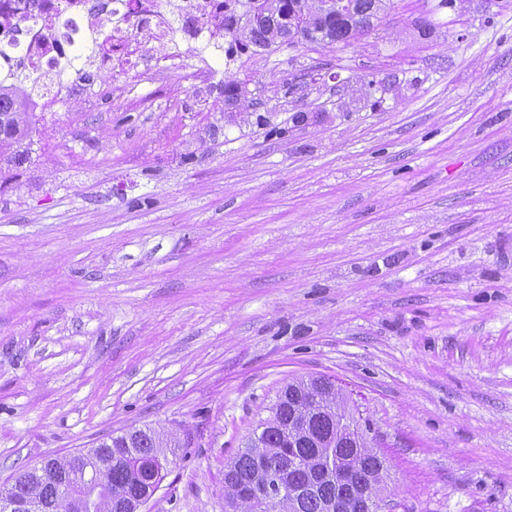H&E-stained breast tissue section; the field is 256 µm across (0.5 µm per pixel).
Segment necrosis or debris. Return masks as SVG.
Instances as JSON below:
<instances>
[{
	"instance_id": "necrosis-or-debris-1",
	"label": "necrosis or debris",
	"mask_w": 512,
	"mask_h": 512,
	"mask_svg": "<svg viewBox=\"0 0 512 512\" xmlns=\"http://www.w3.org/2000/svg\"><path fill=\"white\" fill-rule=\"evenodd\" d=\"M223 21L224 0H0V77L24 57L44 78L43 105L55 106L70 88L58 63L84 37L108 48L94 64L132 65L142 44L161 59L178 54L182 37L208 46Z\"/></svg>"
}]
</instances>
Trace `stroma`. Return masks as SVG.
Here are the masks:
<instances>
[{"instance_id":"35a3bbf8","label":"stroma","mask_w":512,"mask_h":512,"mask_svg":"<svg viewBox=\"0 0 512 512\" xmlns=\"http://www.w3.org/2000/svg\"><path fill=\"white\" fill-rule=\"evenodd\" d=\"M228 43L94 70L0 173V491L148 426L183 447L142 512H224L225 463L325 376L383 512H512V0Z\"/></svg>"}]
</instances>
